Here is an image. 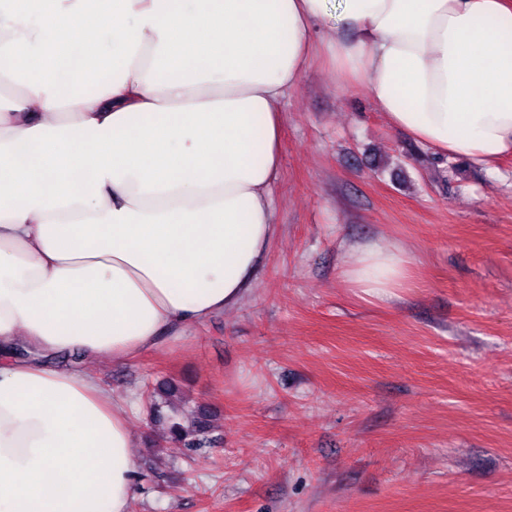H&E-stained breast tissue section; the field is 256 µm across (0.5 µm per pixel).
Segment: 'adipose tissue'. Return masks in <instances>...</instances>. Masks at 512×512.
<instances>
[{
	"mask_svg": "<svg viewBox=\"0 0 512 512\" xmlns=\"http://www.w3.org/2000/svg\"><path fill=\"white\" fill-rule=\"evenodd\" d=\"M319 54L438 155H512V0H0V512H130L124 407L37 357L133 362L243 304ZM409 274L377 242L342 272Z\"/></svg>",
	"mask_w": 512,
	"mask_h": 512,
	"instance_id": "obj_1",
	"label": "adipose tissue"
}]
</instances>
